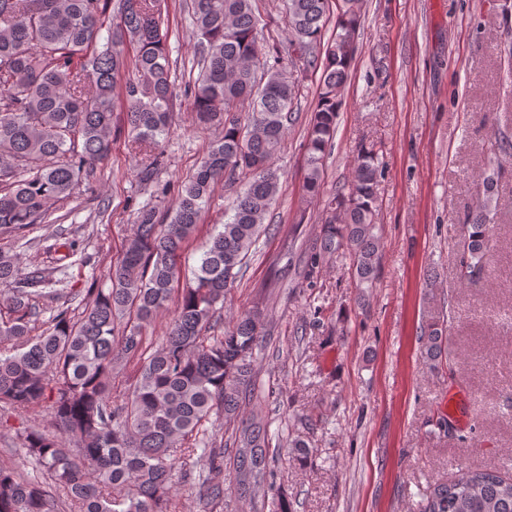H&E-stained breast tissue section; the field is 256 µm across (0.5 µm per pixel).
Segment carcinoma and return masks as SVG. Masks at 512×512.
Listing matches in <instances>:
<instances>
[{"label":"carcinoma","instance_id":"1","mask_svg":"<svg viewBox=\"0 0 512 512\" xmlns=\"http://www.w3.org/2000/svg\"><path fill=\"white\" fill-rule=\"evenodd\" d=\"M330 2L283 0L288 41L269 57L257 45L256 0H189L199 73L180 89L163 28L165 0H0L1 241L25 239L52 205L93 178L111 151L118 100L131 144L149 154L142 182L152 181L174 130L177 98H190L199 122L224 129L181 182L165 220L153 208L140 212L109 268L110 286L87 288L79 315L69 291L47 290L51 273L26 270L0 246V404L47 403L56 427L23 435L20 451L43 479L0 467V512H61L67 499L80 512H168L175 475L194 472L198 498L222 505L224 485L209 477L221 470L238 498L268 497L272 486L247 482L260 463L263 480L270 476L267 424L243 407L254 394L268 309L256 303L225 323L222 313L267 230L280 192L273 160L296 119L303 76L315 71L303 190L311 200L321 194L361 25L355 0H340L334 16ZM381 171L379 152L360 146L350 179L324 200L307 255L309 277L325 259L347 256L361 303L380 265ZM218 183L235 193L231 214L199 247L181 287L178 259ZM464 226L457 249L460 279L468 281L487 266L489 225L469 214ZM44 300L54 306L40 330ZM171 306L165 335L150 336L148 326ZM446 330L438 321L423 327L434 369L446 357ZM221 416L237 423L227 444L215 427ZM420 512H512V478L461 466L429 489Z\"/></svg>","mask_w":512,"mask_h":512}]
</instances>
